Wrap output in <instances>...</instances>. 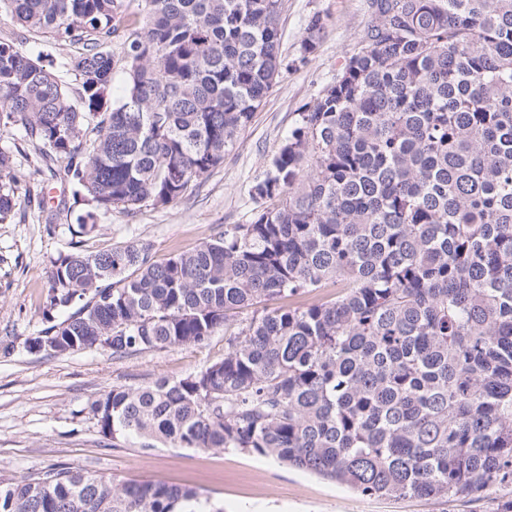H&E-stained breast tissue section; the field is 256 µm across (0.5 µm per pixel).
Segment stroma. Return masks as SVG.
I'll list each match as a JSON object with an SVG mask.
<instances>
[{
  "label": "stroma",
  "mask_w": 512,
  "mask_h": 512,
  "mask_svg": "<svg viewBox=\"0 0 512 512\" xmlns=\"http://www.w3.org/2000/svg\"><path fill=\"white\" fill-rule=\"evenodd\" d=\"M369 0H282L277 83L224 163L191 185L176 204L115 209L100 215L93 232L77 234L81 207L49 171L38 170L20 126L0 127V148L13 154L10 219L0 223V472L15 480L51 467H70L123 482L162 481L194 489L215 512H495L503 492L483 498L369 497L348 486L290 467L272 457L236 449L199 450L106 439L90 414L91 401L112 387L138 388L200 371L224 358V333L202 347H171L122 357L94 347L76 352L31 350V338L62 321L48 313V273L79 238L91 254L140 240L155 260L195 249L233 224L250 223L251 188L264 175L304 105L333 83L359 46ZM322 14L326 32L302 55L309 18ZM0 38L24 50H44L54 61H74L76 45L24 39L11 15H0Z\"/></svg>",
  "instance_id": "1"
}]
</instances>
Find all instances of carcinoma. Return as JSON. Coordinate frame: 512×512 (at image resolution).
<instances>
[{"mask_svg": "<svg viewBox=\"0 0 512 512\" xmlns=\"http://www.w3.org/2000/svg\"><path fill=\"white\" fill-rule=\"evenodd\" d=\"M281 7L0 0L28 36L81 45L71 69L0 40V124L65 163L82 233L116 208L174 204L279 78ZM369 8L358 52L252 186L250 223L162 262L139 241L74 242L54 261L47 307L74 308L45 330L60 353L203 346L224 327L223 360L93 400L103 436L274 457L366 496L512 486V0ZM324 29L314 14L300 61ZM12 165L1 148L0 223ZM0 512L204 510L192 489L52 468L0 473Z\"/></svg>", "mask_w": 512, "mask_h": 512, "instance_id": "1", "label": "carcinoma"}]
</instances>
